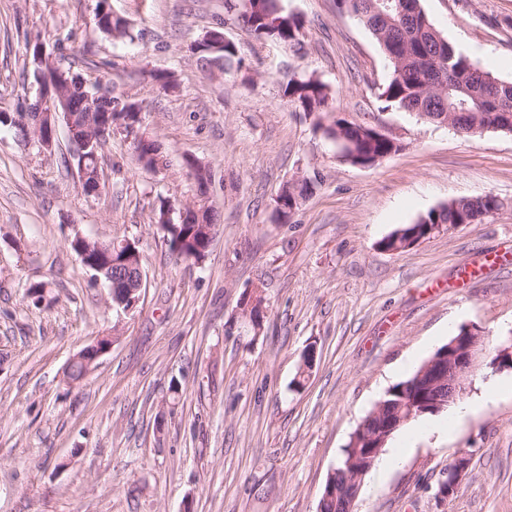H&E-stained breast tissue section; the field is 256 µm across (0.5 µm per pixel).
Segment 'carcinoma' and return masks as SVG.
Listing matches in <instances>:
<instances>
[{
    "instance_id": "obj_1",
    "label": "carcinoma",
    "mask_w": 512,
    "mask_h": 512,
    "mask_svg": "<svg viewBox=\"0 0 512 512\" xmlns=\"http://www.w3.org/2000/svg\"><path fill=\"white\" fill-rule=\"evenodd\" d=\"M336 4L338 9L357 17L388 58L391 75L382 93L386 102L433 123L447 122L450 112H463L462 120L468 125L477 122L503 133H512V82L494 77L442 37L421 9L419 0H336ZM225 9L236 15L261 44L267 41L290 45L301 43L303 21L285 11L281 0H225ZM96 16L105 21L104 33L118 39L134 40L128 22L105 12L102 0L97 5ZM200 61L205 65L217 63L226 73L243 64L237 45L228 38L224 40V51H202ZM283 95L309 115L333 113L328 85L312 75L290 79ZM107 105L112 107L113 121H126L129 113L125 112L123 94H112ZM317 128L323 129L328 139L336 135V129L343 131L345 138L354 145V154L349 160L352 165H372L393 149L366 126L342 118H333L326 128L319 123ZM192 176L199 192L194 197L198 213L193 219L166 223L167 206L164 204L155 214V223L160 225L177 264L204 260L218 230L215 210L206 198L212 181L211 169L200 164ZM313 189L314 182L308 178L286 183L276 199L277 215L285 220L291 218ZM500 206L501 201L492 194L450 200L396 232L403 233L402 239L415 243L426 239L427 233L436 225H444L447 231L451 224H472ZM418 374L416 370L406 380L388 389L382 397L386 403L383 416L370 420V426L376 428L381 421L387 423L397 419V410L392 403L402 396L401 388L413 383Z\"/></svg>"
}]
</instances>
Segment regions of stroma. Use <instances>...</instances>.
<instances>
[{
	"label": "stroma",
	"instance_id": "stroma-1",
	"mask_svg": "<svg viewBox=\"0 0 512 512\" xmlns=\"http://www.w3.org/2000/svg\"><path fill=\"white\" fill-rule=\"evenodd\" d=\"M304 22L301 44H259L224 0H107L134 41L96 27L98 0H0V112L34 95L26 46L141 103L165 169H143L117 130L100 155L105 190L86 196L65 126L53 152L0 125V512H319L351 434L386 390L462 326L487 355L512 338V134L466 136L386 107L390 65L336 0H281ZM435 28L512 81V0H420ZM241 70L201 67L193 45L216 22ZM175 75L170 92L156 81ZM316 75L337 115L401 149L379 165L342 161L317 115L283 89ZM209 165L220 227L202 263L175 264L154 222L161 201L196 187ZM315 181L290 220L283 184ZM496 195L501 210L392 253L381 241L453 199ZM138 239L145 288L117 315L107 288L70 250L72 231ZM45 284L40 304L26 293ZM262 286L261 330L241 304ZM108 352L80 381L71 359L98 337ZM316 361L293 384L303 355ZM502 386L486 401L490 385ZM461 405L439 413L449 436L414 439L401 464L368 473L354 512H512V370L477 373ZM457 493L437 495L459 451Z\"/></svg>",
	"mask_w": 512,
	"mask_h": 512
}]
</instances>
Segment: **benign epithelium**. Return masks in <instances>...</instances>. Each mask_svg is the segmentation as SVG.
Masks as SVG:
<instances>
[{
	"label": "benign epithelium",
	"mask_w": 512,
	"mask_h": 512,
	"mask_svg": "<svg viewBox=\"0 0 512 512\" xmlns=\"http://www.w3.org/2000/svg\"><path fill=\"white\" fill-rule=\"evenodd\" d=\"M35 81L40 90L34 103H26L22 110L23 117L18 124L24 127L26 134L24 140L28 144H35L45 151L53 148L59 122H64L69 140L74 147V154L79 161L77 173L79 183L85 194L96 196L101 191L100 161L97 151L102 135L112 131V111L103 105L102 98L112 97V92L99 86L95 93L87 94L85 103L89 110V118L83 120L70 111L69 100L71 94L84 84L81 75L60 68L54 53L47 51L40 41L35 42V52L31 57ZM125 132L141 141L140 149L147 150V156L153 157L160 149L159 142L141 134L138 122L131 121ZM73 247L89 252L96 250L100 260L108 267L128 265L141 257L136 249L137 241L124 239L120 244L92 243L89 238L76 234L67 240ZM112 345V339H97L94 344L79 352L75 359L84 363L93 364ZM485 355V337L482 332L473 327H466L450 342L448 346L433 357L424 367L417 381V393L421 398L408 405V416L398 420L403 423L416 414L437 411L433 403L423 399V396L448 392V404L452 405L461 399L471 381V376L481 367ZM488 366L493 371L512 369V342L500 347L497 355L492 358ZM397 428V424L386 427L376 433L368 430L366 424H361L358 436L378 441L372 451H364L353 459V472L346 474L343 484H326L324 495L333 494L341 499L344 512H353V505L357 498L362 479L373 467L379 457L387 436ZM469 467L468 453L460 451L454 457V462L448 465V476L442 482L439 493L444 498L452 497L458 490Z\"/></svg>",
	"instance_id": "1"
}]
</instances>
